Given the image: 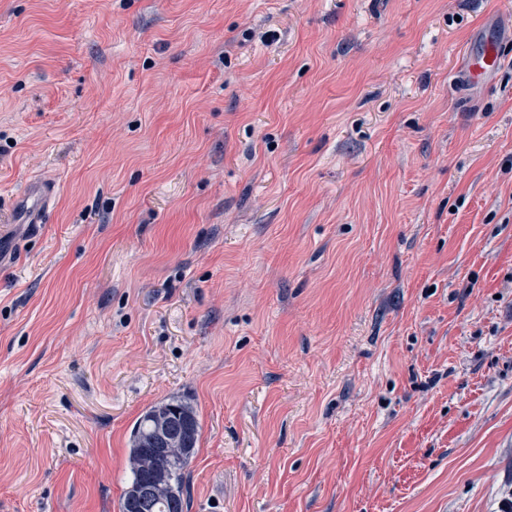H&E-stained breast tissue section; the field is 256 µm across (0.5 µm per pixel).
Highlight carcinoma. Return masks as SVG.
Returning a JSON list of instances; mask_svg holds the SVG:
<instances>
[{"label": "carcinoma", "instance_id": "carcinoma-1", "mask_svg": "<svg viewBox=\"0 0 512 512\" xmlns=\"http://www.w3.org/2000/svg\"><path fill=\"white\" fill-rule=\"evenodd\" d=\"M163 433L169 447L158 455L152 440ZM201 425L193 400L172 396L150 405L128 437L131 480L119 512H187L186 470L196 455Z\"/></svg>", "mask_w": 512, "mask_h": 512}]
</instances>
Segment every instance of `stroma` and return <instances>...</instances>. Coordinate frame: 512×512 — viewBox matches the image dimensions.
<instances>
[{
  "label": "stroma",
  "mask_w": 512,
  "mask_h": 512,
  "mask_svg": "<svg viewBox=\"0 0 512 512\" xmlns=\"http://www.w3.org/2000/svg\"><path fill=\"white\" fill-rule=\"evenodd\" d=\"M182 394L187 512H499L512 0H0V512H119ZM499 47L494 34L486 35L479 47H474L466 59L467 77L471 82L492 76L500 65ZM50 194L49 185L43 181H32L27 186L23 194L20 195L21 201L24 203L22 219L25 224L42 223L40 216Z\"/></svg>",
  "instance_id": "obj_1"
}]
</instances>
